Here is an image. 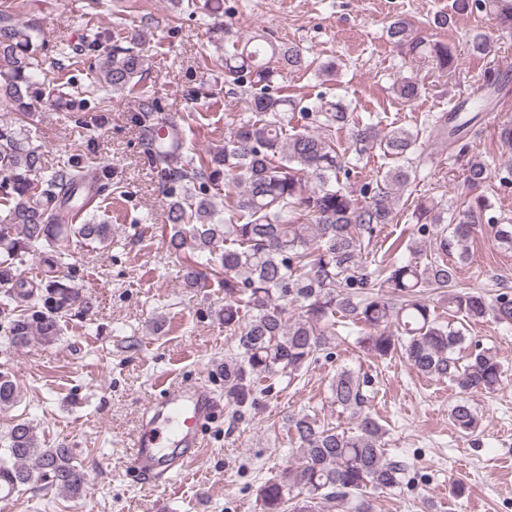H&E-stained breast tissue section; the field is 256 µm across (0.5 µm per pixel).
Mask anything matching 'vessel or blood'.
I'll use <instances>...</instances> for the list:
<instances>
[{
  "label": "vessel or blood",
  "mask_w": 512,
  "mask_h": 512,
  "mask_svg": "<svg viewBox=\"0 0 512 512\" xmlns=\"http://www.w3.org/2000/svg\"><path fill=\"white\" fill-rule=\"evenodd\" d=\"M156 387L159 397L144 409L143 429L130 459L131 468L149 478L170 471L180 475L195 464L201 428L222 409L204 386L162 379Z\"/></svg>",
  "instance_id": "obj_1"
}]
</instances>
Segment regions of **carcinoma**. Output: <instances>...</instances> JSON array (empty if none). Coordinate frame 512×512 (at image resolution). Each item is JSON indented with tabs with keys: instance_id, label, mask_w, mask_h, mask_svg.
Here are the masks:
<instances>
[{
	"instance_id": "1",
	"label": "carcinoma",
	"mask_w": 512,
	"mask_h": 512,
	"mask_svg": "<svg viewBox=\"0 0 512 512\" xmlns=\"http://www.w3.org/2000/svg\"><path fill=\"white\" fill-rule=\"evenodd\" d=\"M475 12L512 32V0H453L452 14ZM386 35L407 48L412 59H426L445 74L458 67L447 44L425 42L404 19L393 20ZM493 48L487 34H470L471 57L484 59ZM44 51L38 27L18 23L11 4L3 3L0 101L23 117L32 110ZM312 65L292 43L231 41L224 50V87L228 94L246 97L250 116L224 135L223 147L204 156L190 154L179 119L161 115L155 97L135 91L144 66L142 37L113 41L98 59L95 83L114 94L136 92L141 154L167 198V249L178 260L184 286L198 287L204 266L224 287L217 316L237 342L235 356L224 359V406L232 416H241L255 402L258 379H295L334 343L338 324L348 321L359 328L357 344L364 351L379 357L399 352L419 374L448 381L460 393L449 418L460 434L470 435L479 419L468 395L494 390L502 365L483 347L465 360L459 357L465 327L441 318L424 295L448 296V311L465 323L491 316L512 324L511 295L488 296L458 282L478 225H494L497 246L512 250V224L496 223L485 195L463 201L448 222L445 205L427 198L412 216L421 221L418 231L432 233L433 257L383 263L370 257L369 247L393 223L402 192L416 176L413 156L424 134L444 132L457 141L475 117L463 115V103L429 126L386 131L373 123L352 126L349 106L340 98L319 95L303 102L288 95L285 79ZM423 90L415 75L394 87L406 105ZM297 115L303 125L290 132ZM346 127L350 142L343 147L336 131ZM374 149L393 165L381 180L356 191L350 183L356 162ZM41 170V148L29 142L25 129L1 123L0 202L7 210L0 217V314L5 317L0 334L14 345L34 336L51 343L60 336L62 321L92 306L75 276L60 270L69 267L73 239L101 244L112 239L111 225L95 223L92 215L82 224L71 222L73 213L90 204L81 160H69L39 179ZM490 175L481 160L467 164L465 180L472 186ZM306 178L314 183L309 190L303 189ZM112 188V171L105 167L92 191L108 196ZM221 191L222 212L212 201ZM28 256L42 260L50 273L39 286L16 273ZM290 305L300 309L298 316H288ZM367 383L359 373L342 369L329 384L332 402L354 420L350 429L329 427L309 414L289 419L295 462L259 488L263 512H375L372 493L402 487L408 464L388 457L385 429L368 411ZM18 398L16 383L0 372V406ZM1 476L17 491L38 477L73 496L80 495L87 480L73 464L71 449L40 447L25 420L16 421L0 443Z\"/></svg>"
}]
</instances>
